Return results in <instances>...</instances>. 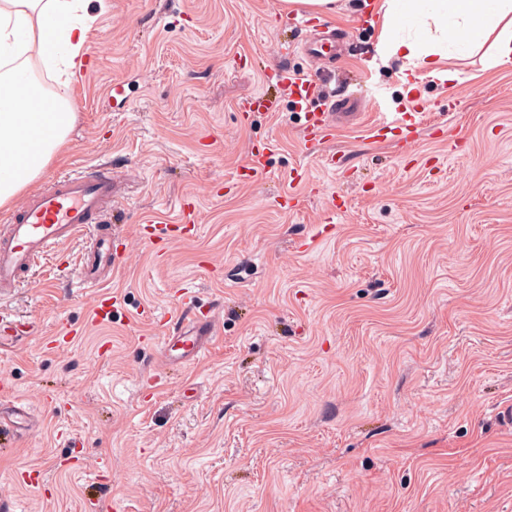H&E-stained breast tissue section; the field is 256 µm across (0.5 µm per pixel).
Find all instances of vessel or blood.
Here are the masks:
<instances>
[{"mask_svg": "<svg viewBox=\"0 0 512 512\" xmlns=\"http://www.w3.org/2000/svg\"><path fill=\"white\" fill-rule=\"evenodd\" d=\"M276 82L284 86L297 110L306 114V141L323 143L336 136L340 114L337 101H354V93L342 98L317 93L319 73L306 75L280 71ZM421 125L419 113L407 112L401 118L376 125V132L398 131L415 134ZM112 204V168L100 163L60 178L49 189L28 197L15 212L12 223L0 226V295L8 293L29 274L36 262L82 229L100 224ZM112 258V239L103 237L100 245L84 253L82 267L73 284L80 289L99 287L98 269ZM216 334L214 319H200L193 305H184L173 319V329L165 337L168 346L181 345L185 357L199 359Z\"/></svg>", "mask_w": 512, "mask_h": 512, "instance_id": "1", "label": "vessel or blood"}]
</instances>
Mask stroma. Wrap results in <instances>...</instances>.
I'll list each match as a JSON object with an SVG mask.
<instances>
[{
    "instance_id": "35a3bbf8",
    "label": "stroma",
    "mask_w": 512,
    "mask_h": 512,
    "mask_svg": "<svg viewBox=\"0 0 512 512\" xmlns=\"http://www.w3.org/2000/svg\"><path fill=\"white\" fill-rule=\"evenodd\" d=\"M279 2L89 0L94 67L34 189L111 163L115 273L70 287L86 230L0 297L24 329L0 347V512H512V69L451 58L454 83L403 82L374 0H337L350 42L326 87L370 95L307 146L287 95L237 112L310 66L281 53L307 31ZM401 112L425 117L414 141L373 137ZM153 224L175 232L150 243ZM186 293L218 318L190 363L159 341Z\"/></svg>"
}]
</instances>
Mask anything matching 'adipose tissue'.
Here are the masks:
<instances>
[{"mask_svg": "<svg viewBox=\"0 0 512 512\" xmlns=\"http://www.w3.org/2000/svg\"><path fill=\"white\" fill-rule=\"evenodd\" d=\"M88 0H0V207L32 186L64 147L74 123L67 89L86 42ZM378 53L454 82L450 57L482 55L490 68L512 66V0H377ZM58 85L46 95L32 58Z\"/></svg>", "mask_w": 512, "mask_h": 512, "instance_id": "obj_1", "label": "adipose tissue"}]
</instances>
